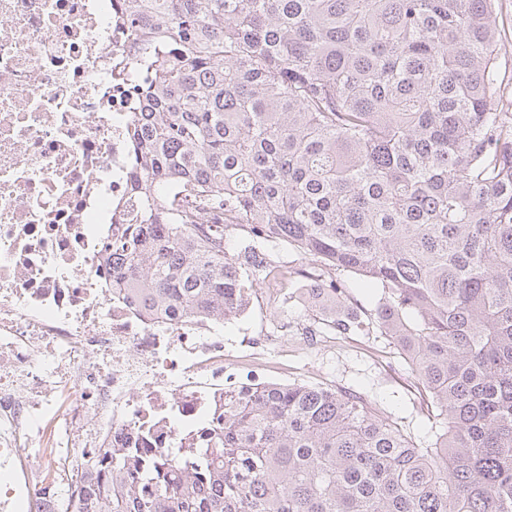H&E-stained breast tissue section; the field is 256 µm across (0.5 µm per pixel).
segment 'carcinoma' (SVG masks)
Instances as JSON below:
<instances>
[{"mask_svg": "<svg viewBox=\"0 0 512 512\" xmlns=\"http://www.w3.org/2000/svg\"><path fill=\"white\" fill-rule=\"evenodd\" d=\"M141 54L140 219L108 245L148 310L229 317L280 242L375 289L376 330L439 423L422 447L366 398L224 391L216 424L148 458L104 451L72 512H512V110L498 0H126ZM179 187L181 198L170 192ZM246 242L237 257L234 237Z\"/></svg>", "mask_w": 512, "mask_h": 512, "instance_id": "obj_1", "label": "carcinoma"}]
</instances>
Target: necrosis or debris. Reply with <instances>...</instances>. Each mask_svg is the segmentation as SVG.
<instances>
[{"label":"necrosis or debris","mask_w":512,"mask_h":512,"mask_svg":"<svg viewBox=\"0 0 512 512\" xmlns=\"http://www.w3.org/2000/svg\"><path fill=\"white\" fill-rule=\"evenodd\" d=\"M121 3L0 0V512H61L100 449L172 454L215 423L225 372L266 369L223 319L112 286L106 245L140 213Z\"/></svg>","instance_id":"obj_1"}]
</instances>
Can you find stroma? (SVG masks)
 <instances>
[{
    "label": "stroma",
    "mask_w": 512,
    "mask_h": 512,
    "mask_svg": "<svg viewBox=\"0 0 512 512\" xmlns=\"http://www.w3.org/2000/svg\"><path fill=\"white\" fill-rule=\"evenodd\" d=\"M270 255L272 260L288 263L301 290L272 304L253 302L254 333L273 331L288 320L312 327L319 338L315 346L298 342L284 352L268 351L270 365L289 383L318 384L364 396L391 413L405 434L430 442L432 423L402 355L385 337L329 329L325 315L309 303V289L320 286L323 279L317 265L285 244L271 249Z\"/></svg>",
    "instance_id": "stroma-1"
}]
</instances>
